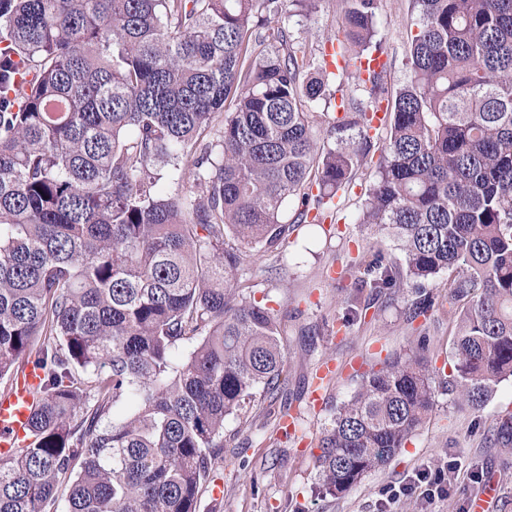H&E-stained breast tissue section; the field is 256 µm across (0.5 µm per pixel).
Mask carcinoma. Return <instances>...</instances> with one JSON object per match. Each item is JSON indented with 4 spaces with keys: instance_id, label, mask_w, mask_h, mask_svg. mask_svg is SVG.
<instances>
[{
    "instance_id": "obj_1",
    "label": "carcinoma",
    "mask_w": 512,
    "mask_h": 512,
    "mask_svg": "<svg viewBox=\"0 0 512 512\" xmlns=\"http://www.w3.org/2000/svg\"><path fill=\"white\" fill-rule=\"evenodd\" d=\"M410 2L394 92L388 63L371 67L378 0H336L333 71L325 48L268 26L283 0H0V381L22 360L44 373L29 442L0 462V512H51L63 487L67 512H197L225 421L286 366L278 314L238 278L246 250L324 223L367 164L359 223L405 266L359 253L342 325L363 296L446 271L443 384L481 409L512 377V0ZM176 180L187 189L169 192ZM434 306L419 295L407 320ZM424 349L361 373L336 408L316 456L328 494L425 423ZM486 440L512 452L511 412Z\"/></svg>"
}]
</instances>
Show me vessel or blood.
Here are the masks:
<instances>
[{
    "mask_svg": "<svg viewBox=\"0 0 512 512\" xmlns=\"http://www.w3.org/2000/svg\"><path fill=\"white\" fill-rule=\"evenodd\" d=\"M41 377L39 369L27 363L23 364L14 386L8 392L0 394L1 459L27 441L33 391Z\"/></svg>",
    "mask_w": 512,
    "mask_h": 512,
    "instance_id": "b4317fda",
    "label": "vessel or blood"
}]
</instances>
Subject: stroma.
I'll list each match as a JSON object with an SVG mask.
<instances>
[{
    "label": "stroma",
    "instance_id": "stroma-1",
    "mask_svg": "<svg viewBox=\"0 0 512 512\" xmlns=\"http://www.w3.org/2000/svg\"><path fill=\"white\" fill-rule=\"evenodd\" d=\"M409 0H380L377 38L390 63L393 88L409 78L406 50ZM336 0H319L303 16L282 15L296 41L323 47L336 29ZM374 177L364 169L360 185L338 199V219L323 226L300 225L274 257L248 251L239 276L255 290L268 292L282 320L286 352V394L293 401L294 435H285L279 412L255 400L224 424V454L216 465V481L224 496L203 492L199 512H379L377 501L389 486L407 483L416 474L441 467L448 470V493L432 502L410 498L396 512H462L484 495L486 512H512V454L488 446L487 429L494 415L512 410V378L499 383L483 410L461 406L454 395L436 388L435 403L425 424L383 469L367 475L340 497L318 493L314 457L321 431L337 406L356 391L360 375L387 356L404 352L427 339L426 356L439 367L451 366L456 318L447 308L407 322L405 310L419 292L446 296L444 278L412 286L391 297L372 301L360 319L341 327L345 298L355 277L349 264L359 247L390 248L383 236L357 224L365 197L363 188ZM337 370L322 391L321 403L310 400L314 374L326 361Z\"/></svg>",
    "mask_w": 512,
    "mask_h": 512
}]
</instances>
